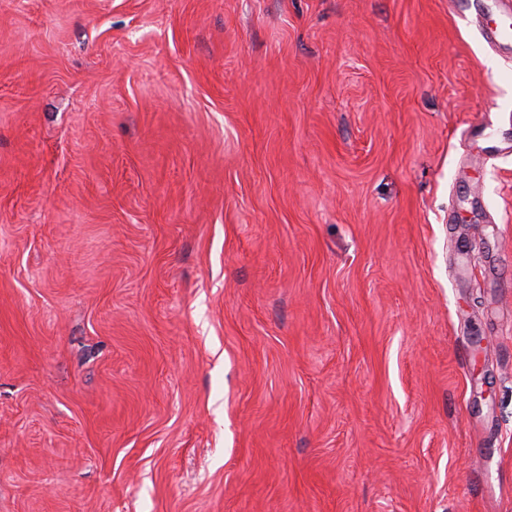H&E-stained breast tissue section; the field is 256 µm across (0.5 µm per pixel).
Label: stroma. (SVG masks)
<instances>
[{
	"label": "stroma",
	"instance_id": "35a3bbf8",
	"mask_svg": "<svg viewBox=\"0 0 512 512\" xmlns=\"http://www.w3.org/2000/svg\"><path fill=\"white\" fill-rule=\"evenodd\" d=\"M500 0H0V512H512Z\"/></svg>",
	"mask_w": 512,
	"mask_h": 512
}]
</instances>
